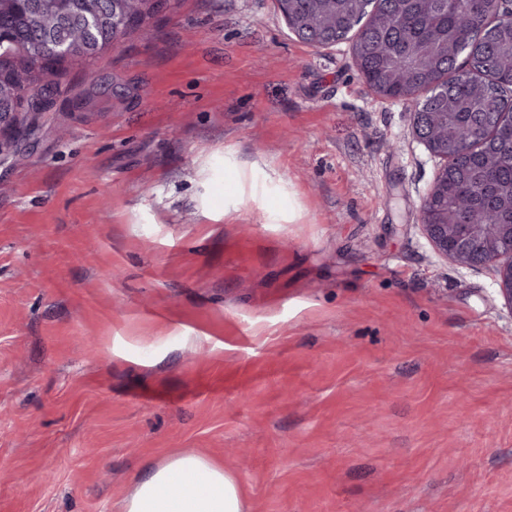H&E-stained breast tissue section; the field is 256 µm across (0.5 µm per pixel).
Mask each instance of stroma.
<instances>
[{
	"label": "stroma",
	"mask_w": 512,
	"mask_h": 512,
	"mask_svg": "<svg viewBox=\"0 0 512 512\" xmlns=\"http://www.w3.org/2000/svg\"><path fill=\"white\" fill-rule=\"evenodd\" d=\"M95 68L0 164V512L188 453L249 512H512V315L422 233L412 105L275 0H164ZM247 179L245 170L240 171L232 181L224 182V219L232 212L238 211L237 204L243 191V185Z\"/></svg>",
	"instance_id": "1"
}]
</instances>
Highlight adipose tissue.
<instances>
[{
	"mask_svg": "<svg viewBox=\"0 0 512 512\" xmlns=\"http://www.w3.org/2000/svg\"><path fill=\"white\" fill-rule=\"evenodd\" d=\"M123 512H247V500L223 465L183 454L149 466L124 500Z\"/></svg>",
	"mask_w": 512,
	"mask_h": 512,
	"instance_id": "obj_1",
	"label": "adipose tissue"
}]
</instances>
